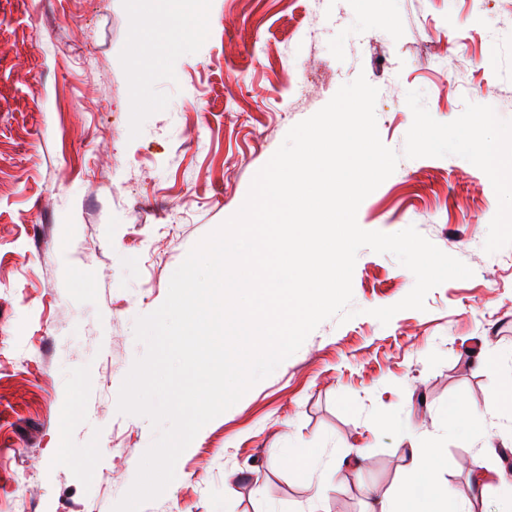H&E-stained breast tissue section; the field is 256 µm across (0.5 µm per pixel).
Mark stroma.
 Listing matches in <instances>:
<instances>
[{"label":"stroma","instance_id":"stroma-1","mask_svg":"<svg viewBox=\"0 0 512 512\" xmlns=\"http://www.w3.org/2000/svg\"><path fill=\"white\" fill-rule=\"evenodd\" d=\"M310 71L317 86L298 89ZM360 75L401 158L359 226H415L473 275L384 325L372 309L415 278L361 249L356 316L322 322L206 424L142 512H307L309 477L275 455L309 448L325 451L317 512H367L401 488L422 434L438 438L457 496L496 512L482 486L512 475V425L488 408L512 353V246L484 250L498 200L482 170L402 152L413 89L442 123L468 101L512 119V0H208L202 20L150 0L137 21L123 0H0V512H112L155 439L148 419L117 410L145 353L137 318L241 208L288 131ZM455 397L484 411L482 435L449 430ZM356 448L363 465L344 472ZM478 454L491 461L480 475Z\"/></svg>","mask_w":512,"mask_h":512}]
</instances>
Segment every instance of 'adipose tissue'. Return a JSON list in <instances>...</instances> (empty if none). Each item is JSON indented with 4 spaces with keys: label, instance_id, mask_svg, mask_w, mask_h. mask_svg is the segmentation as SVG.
I'll list each match as a JSON object with an SVG mask.
<instances>
[{
    "label": "adipose tissue",
    "instance_id": "adipose-tissue-1",
    "mask_svg": "<svg viewBox=\"0 0 512 512\" xmlns=\"http://www.w3.org/2000/svg\"><path fill=\"white\" fill-rule=\"evenodd\" d=\"M440 455L430 439L411 448L404 467L405 488L399 495L376 499L370 512H469L441 481Z\"/></svg>",
    "mask_w": 512,
    "mask_h": 512
}]
</instances>
